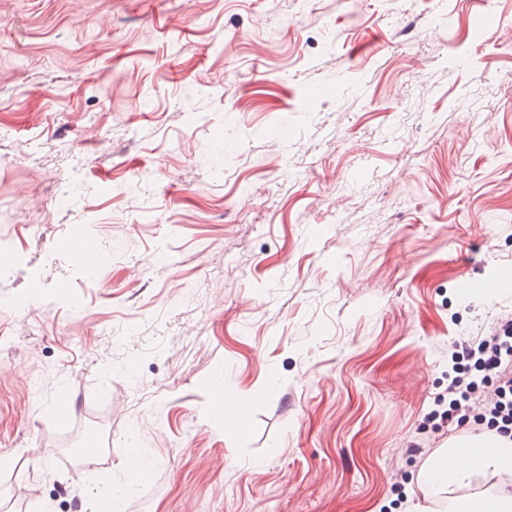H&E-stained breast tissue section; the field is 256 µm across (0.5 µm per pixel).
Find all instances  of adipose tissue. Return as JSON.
Instances as JSON below:
<instances>
[{"mask_svg": "<svg viewBox=\"0 0 512 512\" xmlns=\"http://www.w3.org/2000/svg\"><path fill=\"white\" fill-rule=\"evenodd\" d=\"M456 453L455 446L441 449L420 475L429 497L447 502L448 512H512V497L472 491L474 481L512 472V440L500 437L493 452L453 468L442 477L441 466Z\"/></svg>", "mask_w": 512, "mask_h": 512, "instance_id": "obj_1", "label": "adipose tissue"}]
</instances>
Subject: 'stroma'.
<instances>
[{
  "mask_svg": "<svg viewBox=\"0 0 512 512\" xmlns=\"http://www.w3.org/2000/svg\"><path fill=\"white\" fill-rule=\"evenodd\" d=\"M0 246V512L133 454L124 512H444L424 417L512 319L459 288L512 271V0H0Z\"/></svg>",
  "mask_w": 512,
  "mask_h": 512,
  "instance_id": "stroma-1",
  "label": "stroma"
}]
</instances>
